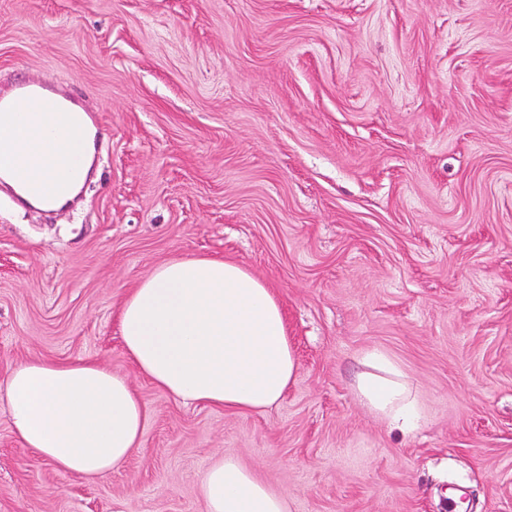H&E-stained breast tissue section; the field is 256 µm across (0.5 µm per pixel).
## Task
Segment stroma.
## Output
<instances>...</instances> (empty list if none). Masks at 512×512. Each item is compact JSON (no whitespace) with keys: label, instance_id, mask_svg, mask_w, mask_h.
I'll return each mask as SVG.
<instances>
[{"label":"stroma","instance_id":"1","mask_svg":"<svg viewBox=\"0 0 512 512\" xmlns=\"http://www.w3.org/2000/svg\"><path fill=\"white\" fill-rule=\"evenodd\" d=\"M41 84L97 129L79 205L0 185V386L92 359L148 409L95 481L23 448L0 402V512H205L232 456L288 512H512V0H0V94ZM236 262L299 368L262 412L139 374L118 313L160 263ZM380 348L426 410L354 393Z\"/></svg>","mask_w":512,"mask_h":512}]
</instances>
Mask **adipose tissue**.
Instances as JSON below:
<instances>
[{"label":"adipose tissue","mask_w":512,"mask_h":512,"mask_svg":"<svg viewBox=\"0 0 512 512\" xmlns=\"http://www.w3.org/2000/svg\"><path fill=\"white\" fill-rule=\"evenodd\" d=\"M57 118L70 126L75 145L37 139L0 119V142L47 158L25 176L0 166V179L41 209L76 198L95 151L96 130L79 105L66 102ZM119 327L134 368L187 404L261 411L283 397L298 371L271 288L224 259L179 256L159 264L125 300ZM361 362L359 400L390 429L414 434L424 414L405 371L376 348ZM5 400L22 447L88 479L105 476L139 448L147 421L146 405L126 378L90 360L19 362L6 379ZM199 493L207 512H288L284 496L231 456L209 464Z\"/></svg>","instance_id":"adipose-tissue-1"}]
</instances>
